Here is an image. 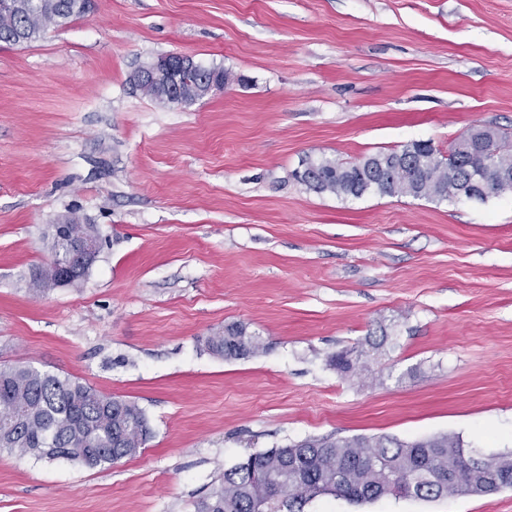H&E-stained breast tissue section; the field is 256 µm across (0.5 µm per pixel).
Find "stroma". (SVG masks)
Instances as JSON below:
<instances>
[{
  "label": "stroma",
  "mask_w": 512,
  "mask_h": 512,
  "mask_svg": "<svg viewBox=\"0 0 512 512\" xmlns=\"http://www.w3.org/2000/svg\"><path fill=\"white\" fill-rule=\"evenodd\" d=\"M171 54L232 80L158 103L132 76ZM475 126L512 135V0H95L0 44V364L135 402L152 430L106 469L0 452V512H195L241 457L310 437L512 453V193L294 177L418 140L444 154ZM70 213L100 252L79 287L32 296ZM233 322L266 350L203 349ZM307 512H512V488Z\"/></svg>",
  "instance_id": "35a3bbf8"
}]
</instances>
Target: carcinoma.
Segmentation results:
<instances>
[{
	"mask_svg": "<svg viewBox=\"0 0 512 512\" xmlns=\"http://www.w3.org/2000/svg\"><path fill=\"white\" fill-rule=\"evenodd\" d=\"M92 0H0V43L31 42L51 25L61 26L91 8ZM218 66L200 63L182 74L188 104L201 100L195 89L204 78L224 77ZM491 153L438 155L428 141L400 150L379 151L353 164L331 159L305 163L299 182L316 193L360 198L367 193L438 201L467 197L470 171L492 157L490 193L506 187L500 175L512 176V147L494 132ZM80 225H50L48 246L53 259L35 266L29 292L39 297L53 288L84 278L71 261V243ZM206 349L226 360L265 350L263 339L242 323H231L205 339ZM151 437L146 414L136 403L106 395L87 383L42 372L21 362L0 364V450L38 459H65L87 468L104 469L136 456ZM481 460L482 474L507 477L512 484V454L480 455L465 451L462 437L439 434L422 439L387 435L367 438L322 437L269 448L224 469L219 483L198 501L195 512H305L320 496L353 503L386 497L437 499L448 492L471 494L459 483L448 488V469L464 457Z\"/></svg>",
	"mask_w": 512,
	"mask_h": 512,
	"instance_id": "obj_1",
	"label": "carcinoma"
}]
</instances>
